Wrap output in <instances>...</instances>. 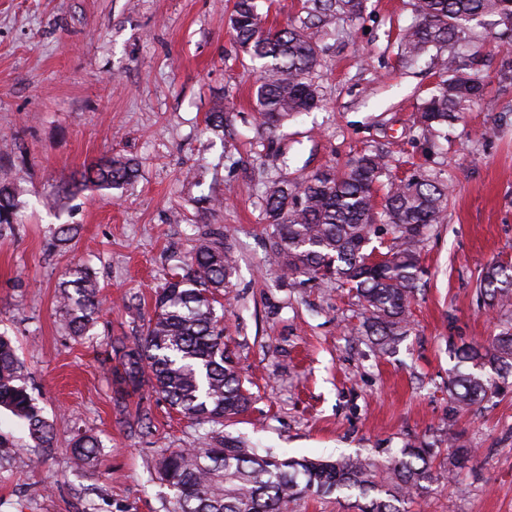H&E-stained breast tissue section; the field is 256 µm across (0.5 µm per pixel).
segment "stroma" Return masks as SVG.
I'll return each instance as SVG.
<instances>
[{"label":"stroma","instance_id":"stroma-1","mask_svg":"<svg viewBox=\"0 0 512 512\" xmlns=\"http://www.w3.org/2000/svg\"><path fill=\"white\" fill-rule=\"evenodd\" d=\"M231 7L0 0V137L9 140L0 182L14 183L23 201L15 229L0 235V333L17 342L55 434L54 448L35 449L0 416L8 439L0 512H173L158 451L197 447L205 428L147 386L116 405L120 364L109 344L136 334L205 232L238 257L224 336L253 394L221 435L296 458L380 459L414 438L433 446L444 474L445 438L456 432L473 450L466 468L458 481L415 494L409 512H512V377L463 412L448 394L456 349L512 322L479 294L491 262H512V33L487 34V92L434 149L416 120L440 59L401 54L411 0H366L362 19L319 28L320 106L273 133L257 127L258 74L233 39ZM219 108L232 114L221 135L205 129ZM368 149L387 152L397 177L434 173L448 186L447 217L427 235L410 331L387 354L356 333L352 292L281 278L265 258V184L343 169ZM114 154L139 165L122 196L72 190L74 175ZM60 224L79 232L54 249ZM77 264L102 287V310L84 336L64 328L56 306L57 285ZM79 434L101 444L83 469L69 450Z\"/></svg>","mask_w":512,"mask_h":512}]
</instances>
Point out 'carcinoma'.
Returning <instances> with one entry per match:
<instances>
[{
  "label": "carcinoma",
  "instance_id": "obj_1",
  "mask_svg": "<svg viewBox=\"0 0 512 512\" xmlns=\"http://www.w3.org/2000/svg\"><path fill=\"white\" fill-rule=\"evenodd\" d=\"M308 23L279 29L265 26L257 0H233L229 25L239 50L260 64L254 89L259 127L273 132L320 103L313 73L319 47L307 30L328 16L360 19L364 0H307ZM415 21L401 37L403 53L418 58L432 47L468 46L479 39L471 23L489 18L512 29V0H414ZM479 51L453 52L442 59V76L423 101L422 130L435 138L482 96L487 75ZM230 113L205 118L206 128L224 132ZM390 157L368 150L338 171L327 169L300 183L269 181L262 206L268 226L270 260L284 274L305 276L326 285L349 284L363 315L361 332L386 353L408 335L410 303L422 273L428 229L446 219L448 191L431 176L396 179ZM138 176V164L123 155L104 157L73 181L99 190H125ZM16 190L0 183V234L15 224ZM389 232L386 259L367 262L373 242ZM237 266L232 248L201 239L191 256V271L175 273L154 301L152 316L134 337L110 342L119 357L120 398L146 384L167 404L202 424L221 425L245 413L252 393L224 343V315L218 296L230 287ZM65 327L81 336L96 324L101 285L89 268L77 265L58 284ZM480 293L493 307L512 308V264L488 265ZM448 374V393L461 410L493 396L492 375H512V325L488 344L457 349ZM21 422L40 448H52V425L35 403L24 377L17 347L0 334V413ZM455 449L448 475L462 468L472 449L448 436ZM99 441L78 435L70 453L79 467L90 464ZM433 448L406 441L384 462L363 455L333 461L266 454L260 456L230 436L203 437L196 448L164 449L158 472L174 493V512H288L304 496L357 495L358 512H406L405 505L425 483L433 482Z\"/></svg>",
  "mask_w": 512,
  "mask_h": 512
}]
</instances>
